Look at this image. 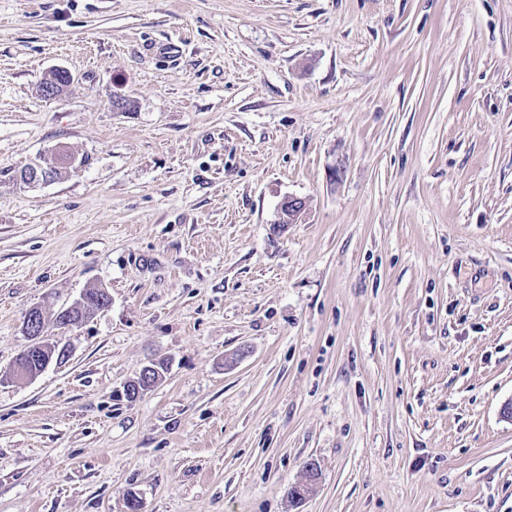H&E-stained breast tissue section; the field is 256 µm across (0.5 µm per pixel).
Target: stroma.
<instances>
[{"label":"stroma","mask_w":512,"mask_h":512,"mask_svg":"<svg viewBox=\"0 0 512 512\" xmlns=\"http://www.w3.org/2000/svg\"><path fill=\"white\" fill-rule=\"evenodd\" d=\"M89 288L0 512H512V0H0V376ZM69 158L67 157H61V156H54L52 162L48 161L44 165L43 164H36L32 165L27 169L25 172L23 169L21 171L22 175H19L20 182H23L25 184H33V183H39L44 181H49L53 177V171L54 175L57 174L56 164H58L61 161H68ZM56 169V170H55Z\"/></svg>","instance_id":"35a3bbf8"}]
</instances>
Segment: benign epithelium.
<instances>
[{
	"mask_svg": "<svg viewBox=\"0 0 512 512\" xmlns=\"http://www.w3.org/2000/svg\"><path fill=\"white\" fill-rule=\"evenodd\" d=\"M63 160L65 157L55 156L53 160L44 164L32 165L19 176V180L25 184L48 181L53 177L56 164ZM303 209L304 202L301 199L293 196L285 197L280 204L279 223H294ZM81 305L82 300L79 299L72 306L57 312L41 306L32 307L24 322L27 344L17 357L13 369L6 379L11 382L32 381L39 377L52 362H62L68 356V349L45 341L42 332L36 328V319L40 317L46 322L50 320L61 328H67L70 326L68 313ZM6 379L0 377V384Z\"/></svg>",
	"mask_w": 512,
	"mask_h": 512,
	"instance_id": "7a95c632",
	"label": "benign epithelium"
}]
</instances>
